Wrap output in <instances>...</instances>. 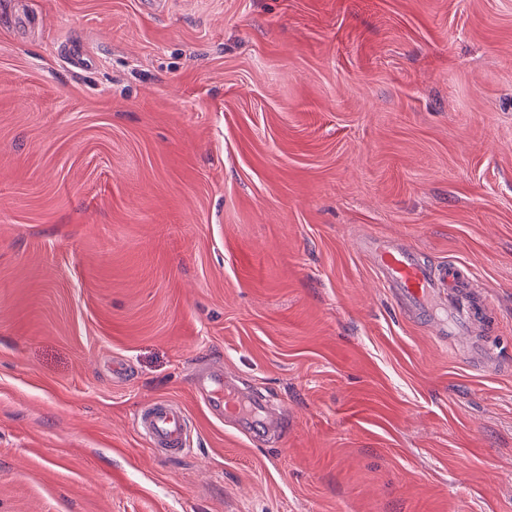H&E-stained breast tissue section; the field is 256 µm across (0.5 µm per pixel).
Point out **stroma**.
<instances>
[{
  "instance_id": "35a3bbf8",
  "label": "stroma",
  "mask_w": 512,
  "mask_h": 512,
  "mask_svg": "<svg viewBox=\"0 0 512 512\" xmlns=\"http://www.w3.org/2000/svg\"><path fill=\"white\" fill-rule=\"evenodd\" d=\"M363 238L460 267L498 370ZM158 397L182 457L133 424ZM0 512H512V0H10ZM469 364L477 370L490 371L496 368L498 354L487 343L482 340L477 344H472L469 347ZM223 385L224 374L220 370L210 368L197 374L195 388L214 417L229 416L233 422H239L243 430H249L253 421L265 427L278 423L279 416L265 412L255 400L228 385L223 389ZM189 422L185 409L167 398H157L145 404L134 417L140 434L166 457H178L190 449Z\"/></svg>"
}]
</instances>
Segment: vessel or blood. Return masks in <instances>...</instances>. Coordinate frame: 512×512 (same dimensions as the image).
Masks as SVG:
<instances>
[{
  "label": "vessel or blood",
  "instance_id": "1",
  "mask_svg": "<svg viewBox=\"0 0 512 512\" xmlns=\"http://www.w3.org/2000/svg\"><path fill=\"white\" fill-rule=\"evenodd\" d=\"M361 248L394 304L408 314L427 317L443 340L467 335L481 318L486 302L471 291L456 266L431 267L417 251L392 240L370 238L362 241ZM497 360V353L487 342L469 348V363L475 369L493 370ZM195 388L214 417H230L241 429H249L254 422L268 427L279 421L278 416L265 412L252 398L225 386L222 371H200ZM189 422L185 409L166 398L145 404L134 417L137 430L150 446L168 457L187 453Z\"/></svg>",
  "mask_w": 512,
  "mask_h": 512
}]
</instances>
